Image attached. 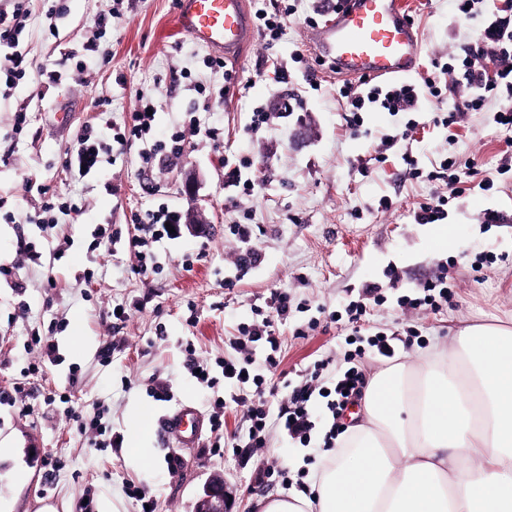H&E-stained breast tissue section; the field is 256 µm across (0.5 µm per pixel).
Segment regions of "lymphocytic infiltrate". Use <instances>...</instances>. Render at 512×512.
Masks as SVG:
<instances>
[{
    "label": "lymphocytic infiltrate",
    "instance_id": "f902f5d3",
    "mask_svg": "<svg viewBox=\"0 0 512 512\" xmlns=\"http://www.w3.org/2000/svg\"><path fill=\"white\" fill-rule=\"evenodd\" d=\"M30 3L31 0H5L4 6L0 7V45L9 49L8 55L0 59V72L12 81L26 75V57L18 52L17 46L32 14ZM503 11V16L484 28L479 40L463 53L451 57L449 62L436 64L434 72L423 82L399 80L378 85L361 78L344 83L340 96L348 109L346 123L349 129L356 131L361 127L359 112L365 104L377 105L394 115L402 112L413 115L419 112L425 96L436 97L442 90H454L461 79L472 90V108H481L493 93L511 99L512 0L505 4ZM155 117L154 104L145 101L133 112L131 123L113 126L112 141L108 144L97 137L93 127L80 130L66 155L65 171L70 178H85L98 168L104 155L131 148L137 149L142 169L149 171L157 164L180 157L186 135L201 134L215 142L220 139L218 128L202 124L200 119L193 117L189 120L188 132H173L166 142L154 140ZM455 166V159L449 157L440 162L438 171L432 172V179H447L448 193L435 202L420 204L413 213L415 223L429 224L447 218L449 201L464 192L461 179L454 172ZM184 227L183 213L162 203L137 215L133 232L124 234L113 230L107 242L113 250L124 251L133 257V273L146 279L160 268L157 243L179 239ZM453 297V279L443 272L419 283L414 291L398 293L396 302L405 310H437ZM386 301L379 285H363L344 308L352 334L345 339L347 348L342 365L332 372L327 360L315 362L306 368L300 384L286 394L282 393L278 383L266 380L263 371L276 366L282 351L283 338L275 325L288 321L293 313L294 302L287 290L270 294L265 302L267 313L260 320L238 327L236 336L230 341V353L215 359L221 370L220 376H211L207 363L197 360L194 346L186 345V366L194 372L197 382L211 389L219 385L224 388L223 396L211 405L209 422L214 440L208 445V454L220 453L224 447V413L229 408L241 410L246 425V445L252 450L266 448L267 439L274 430L292 447H309L314 431L321 424L326 427L324 448L335 447L337 437L348 429L347 408L361 399L366 386L362 360L369 357L382 363L393 362L417 334L416 328L410 326L402 333L380 332L362 336L370 309ZM318 392L326 396L325 408L321 411L312 401Z\"/></svg>",
    "mask_w": 512,
    "mask_h": 512
}]
</instances>
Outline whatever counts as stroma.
I'll return each mask as SVG.
<instances>
[{"label":"stroma","mask_w":512,"mask_h":512,"mask_svg":"<svg viewBox=\"0 0 512 512\" xmlns=\"http://www.w3.org/2000/svg\"><path fill=\"white\" fill-rule=\"evenodd\" d=\"M60 2L65 12L55 30L29 19L19 49L35 71L74 52L67 70L55 82L29 79L0 89V154L11 156L9 165H0V265L15 266L11 281H0V389L21 378L32 330H53L61 355L43 376L31 378L33 397L0 405V512H73L85 496L92 497L95 512H139V502L124 492L129 482L153 495L157 512H195L203 485L215 474L227 484L231 512H257L258 501L282 493V486L255 482L260 459L249 449L228 447L207 459L186 449L180 452L182 467L174 470L170 458L177 452L153 429L142 443L155 460L146 467L126 448H102L72 433L61 413L43 403L53 392L69 396L77 409L104 406L106 425L124 435L140 405L150 406L158 419L183 403L209 414L224 390L204 388L191 376L186 343H193L200 359L223 354L238 324L249 321L252 306L272 291L288 290L322 322L301 338L294 337L292 324L281 325L285 343L270 375L275 382H297L300 370L321 359L342 360L350 329L331 322L330 314L342 310L364 284L389 288L391 269L402 289L415 287L443 265L456 284L455 298L438 311L409 316L392 300L372 310L370 333L409 325L419 330L418 343L401 352V361L450 344L469 326L512 327V171L498 172L512 157V129L495 121L501 100L489 99L473 110L463 85L426 96L410 139L391 147L385 138L406 115L372 108L359 132L348 129L339 96L344 79L320 65L309 47L311 27L304 18L316 9L315 0H302L282 40L268 44L254 37L235 62L241 89L229 101L221 97L223 72L205 64L208 51L175 31L173 0H123L120 17L104 26L98 18L107 11V0ZM493 2L481 0L466 17L453 15L448 0H408L422 46L416 77L426 76L433 60H445L476 41ZM296 51L304 63L292 62ZM278 64L288 69L287 83L279 81ZM308 69L319 90L306 84ZM144 96L157 110L156 138H168L196 112L206 124L223 129V143L192 137L174 164L153 173L142 170L137 153L109 155L96 173L71 181L63 161L80 126L101 110L123 123ZM291 96L304 99L302 110L281 115L279 102ZM259 106L271 114L268 126L244 134L245 121ZM23 107L30 128L16 135L13 116ZM61 112L66 121H58ZM446 114L459 119L456 137L433 124L435 116ZM407 151L418 161L419 176H411L402 161ZM228 156L252 159L257 179L254 192L239 194L232 204L225 199L222 169ZM448 157L476 165L463 176L471 191L447 205L452 242L440 250L431 245L437 225L415 223L413 210L447 194L445 181L429 174ZM486 177L494 179L493 189L476 190V182ZM29 179L80 207L76 213H56V237H45L27 221L42 204L38 195L23 191ZM384 197L391 200L390 209L380 207ZM161 203L197 215L209 237L190 231L181 240L161 243L160 271L145 281L132 273L128 255L94 246L92 234L100 226L124 228L135 214ZM246 211L262 262L228 289L224 279L234 273L235 243L225 237L224 227ZM491 212L498 214V223H487ZM60 235L72 240L61 260L40 267L18 263L19 237L49 250ZM189 256L195 263L187 271L182 261ZM87 270L97 279L91 289L83 281ZM142 296L148 299L145 308L118 332L125 341L122 350L113 353L110 364H100L98 351L113 331V302ZM160 385L168 386L169 400L152 397ZM321 444L317 434L309 447L291 448L274 434L268 446L290 475H302L309 486ZM57 459L64 469L50 472L49 462Z\"/></svg>","instance_id":"obj_1"}]
</instances>
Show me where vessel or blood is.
Wrapping results in <instances>:
<instances>
[{
  "label": "vessel or blood",
  "mask_w": 512,
  "mask_h": 512,
  "mask_svg": "<svg viewBox=\"0 0 512 512\" xmlns=\"http://www.w3.org/2000/svg\"><path fill=\"white\" fill-rule=\"evenodd\" d=\"M176 26L197 45L231 60L254 38L247 0H178ZM310 41L316 55L348 78H406L421 53L406 0H349L312 31ZM202 430L203 417L191 406L166 415L160 424L162 436L180 448L198 447Z\"/></svg>",
  "instance_id": "b4317fda"
}]
</instances>
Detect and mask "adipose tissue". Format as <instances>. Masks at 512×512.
<instances>
[{"instance_id":"ef3b65f1","label":"adipose tissue","mask_w":512,"mask_h":512,"mask_svg":"<svg viewBox=\"0 0 512 512\" xmlns=\"http://www.w3.org/2000/svg\"><path fill=\"white\" fill-rule=\"evenodd\" d=\"M311 494L261 512H512V328L478 325L372 375Z\"/></svg>"}]
</instances>
